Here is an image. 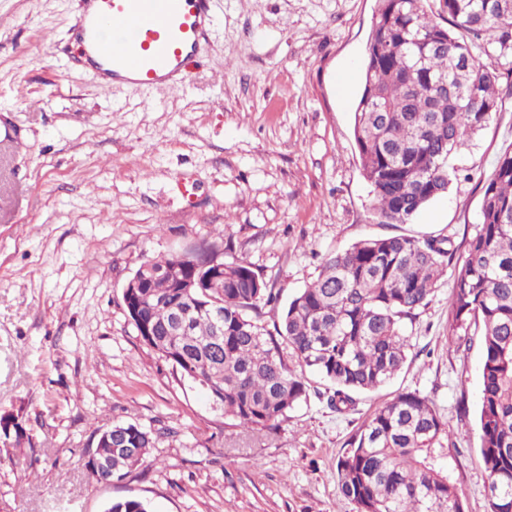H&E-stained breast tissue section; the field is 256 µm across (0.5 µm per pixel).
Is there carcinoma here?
I'll return each mask as SVG.
<instances>
[{
  "label": "carcinoma",
  "instance_id": "carcinoma-1",
  "mask_svg": "<svg viewBox=\"0 0 512 512\" xmlns=\"http://www.w3.org/2000/svg\"><path fill=\"white\" fill-rule=\"evenodd\" d=\"M512 97V0H377L365 51L354 139L362 176L383 224H408L448 193L450 158L483 130ZM211 250L171 254L145 265L160 270L204 264ZM454 265L448 320L451 344L467 347L481 328L478 423L489 512H512V147L482 186L480 222L462 248L447 238L369 237L326 254L314 281L268 325L263 308L280 290L245 258L224 262V287L196 288L194 298L223 301L224 331L205 311L173 328L179 289L156 282L152 296L125 308L144 343L204 387L240 425L272 431L310 398L317 375L337 413L405 366V320L425 308ZM452 430L430 397L401 392L374 409L347 441L336 465L342 494L359 512H464L442 464ZM152 431L112 426L102 449L112 477L130 474L153 447ZM104 512H150L137 498Z\"/></svg>",
  "mask_w": 512,
  "mask_h": 512
}]
</instances>
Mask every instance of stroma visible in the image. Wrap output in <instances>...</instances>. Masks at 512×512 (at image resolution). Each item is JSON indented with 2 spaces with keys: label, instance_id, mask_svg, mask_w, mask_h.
I'll return each instance as SVG.
<instances>
[{
  "label": "stroma",
  "instance_id": "obj_1",
  "mask_svg": "<svg viewBox=\"0 0 512 512\" xmlns=\"http://www.w3.org/2000/svg\"><path fill=\"white\" fill-rule=\"evenodd\" d=\"M77 0H0V512H358L336 462L377 406L432 398L453 427L466 512H488L476 424L481 351L448 346L453 279L407 326L404 369L339 414L311 395L274 432L238 426L144 344L123 287L144 262L202 247L245 257L289 300L320 258L368 238L471 237L481 187L512 146V98L455 155L447 194L378 223L353 135L376 0H220L181 91L101 86L59 49ZM116 423L156 442L128 477L87 461Z\"/></svg>",
  "mask_w": 512,
  "mask_h": 512
}]
</instances>
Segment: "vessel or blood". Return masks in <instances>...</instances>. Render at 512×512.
I'll return each instance as SVG.
<instances>
[{"instance_id": "b4317fda", "label": "vessel or blood", "mask_w": 512, "mask_h": 512, "mask_svg": "<svg viewBox=\"0 0 512 512\" xmlns=\"http://www.w3.org/2000/svg\"><path fill=\"white\" fill-rule=\"evenodd\" d=\"M219 0H79L72 68L107 88L181 89L209 45Z\"/></svg>"}]
</instances>
